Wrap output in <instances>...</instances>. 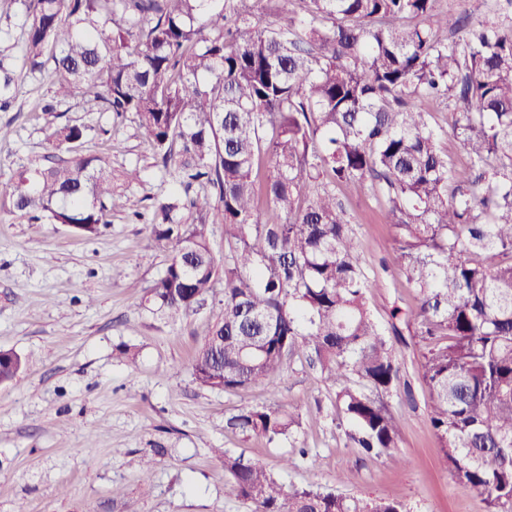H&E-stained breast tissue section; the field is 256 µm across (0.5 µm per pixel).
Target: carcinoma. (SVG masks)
<instances>
[{
	"label": "carcinoma",
	"mask_w": 512,
	"mask_h": 512,
	"mask_svg": "<svg viewBox=\"0 0 512 512\" xmlns=\"http://www.w3.org/2000/svg\"><path fill=\"white\" fill-rule=\"evenodd\" d=\"M31 14L25 56L52 49L56 96L76 89L101 112L133 113L163 167L185 188L212 187L224 262L206 235L208 195L159 200L150 239L169 262L147 303L175 320L217 285L224 305L198 349L195 382L234 393L275 390L303 355L335 388L339 420L368 455L397 447L380 397L403 365L368 305L376 287L336 191L385 201L400 270L418 304L395 308L426 346L428 419L453 480L512 512V0L479 22L438 0H275L279 22L225 0H17ZM450 99L469 164L454 169L426 103ZM83 125L54 129L52 164L0 181L31 220L93 237L123 207L104 156L80 150ZM190 208L187 223L180 210ZM26 360L0 350V386ZM226 427L268 442L299 417L245 408ZM233 492L252 512H408L313 487L285 489L258 461L224 448Z\"/></svg>",
	"instance_id": "obj_1"
}]
</instances>
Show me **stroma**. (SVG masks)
I'll use <instances>...</instances> for the list:
<instances>
[{
  "instance_id": "obj_1",
  "label": "stroma",
  "mask_w": 512,
  "mask_h": 512,
  "mask_svg": "<svg viewBox=\"0 0 512 512\" xmlns=\"http://www.w3.org/2000/svg\"><path fill=\"white\" fill-rule=\"evenodd\" d=\"M28 15L17 0H0V64L15 74V96L0 111V181L42 166L55 126L89 131L87 155L109 154L114 187L127 204L98 236H73L60 224L31 221L0 199V350L27 361L0 388V512H249L232 493L224 448L260 461L285 487L319 486L371 501L404 502L409 512H486L481 495L457 486L439 460L440 442L427 417L429 392L419 378L425 347L411 330L392 343L406 387L385 399L401 429L393 455L367 456L337 429L335 390L293 359L277 393L253 387L236 393L199 387L192 361L224 300L179 321L146 311L167 251L149 242L153 205L183 189L175 169L158 165L136 118L96 111L81 92L56 101L53 61L26 63ZM54 111H44V104ZM138 169L126 183L124 173ZM354 221L362 267L377 286L369 305L390 327L394 308L415 306L399 270L393 229L369 188L340 192ZM131 356H124L123 348ZM273 401L298 414L295 438L277 443L226 428L242 408ZM310 457H302L300 448ZM149 482H142L145 462Z\"/></svg>"
}]
</instances>
